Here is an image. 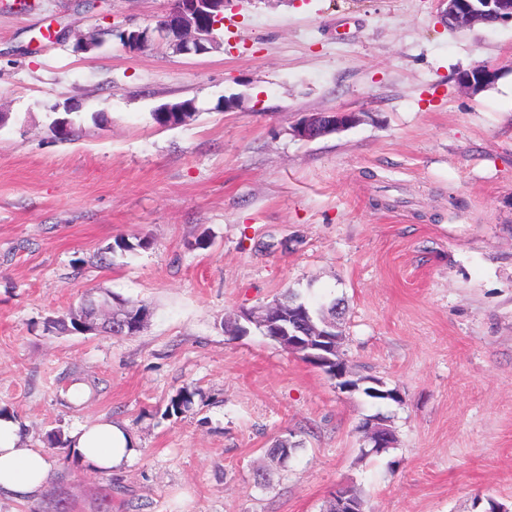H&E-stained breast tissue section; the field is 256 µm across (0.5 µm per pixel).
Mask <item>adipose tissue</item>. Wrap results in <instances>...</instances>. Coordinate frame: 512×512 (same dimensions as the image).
I'll list each match as a JSON object with an SVG mask.
<instances>
[{
	"mask_svg": "<svg viewBox=\"0 0 512 512\" xmlns=\"http://www.w3.org/2000/svg\"><path fill=\"white\" fill-rule=\"evenodd\" d=\"M68 440L81 461L109 473L122 469L136 453L133 437L109 420L78 427ZM48 476L45 454L23 444L11 416H0V496L29 498L40 492Z\"/></svg>",
	"mask_w": 512,
	"mask_h": 512,
	"instance_id": "1",
	"label": "adipose tissue"
}]
</instances>
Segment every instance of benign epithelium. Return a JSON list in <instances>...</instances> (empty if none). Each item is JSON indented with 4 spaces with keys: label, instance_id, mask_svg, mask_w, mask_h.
Wrapping results in <instances>:
<instances>
[{
    "label": "benign epithelium",
    "instance_id": "obj_1",
    "mask_svg": "<svg viewBox=\"0 0 512 512\" xmlns=\"http://www.w3.org/2000/svg\"><path fill=\"white\" fill-rule=\"evenodd\" d=\"M226 0H175L174 7L161 18L154 29L144 28L124 32L127 48L131 51L144 49L152 34L169 41L179 54H201L215 43L214 30L224 17ZM441 19L452 29H470L491 21L507 23L512 21V0H437ZM498 77L497 71L484 65H476L462 72L459 85L472 92L481 91L492 85ZM158 112L169 117V121L183 123L196 112L191 101L165 104ZM361 122V114L354 111L317 112L306 115L295 126V133L303 140H315L329 133L347 130ZM279 311L278 306H267L246 315L250 322L266 327ZM342 340L341 322L330 325L328 330H318L308 325L297 326L291 336L294 350L306 351V357L332 361L340 356ZM367 439L372 451L382 453L394 447L390 430L369 421Z\"/></svg>",
    "mask_w": 512,
    "mask_h": 512
}]
</instances>
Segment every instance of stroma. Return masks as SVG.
<instances>
[{
  "mask_svg": "<svg viewBox=\"0 0 512 512\" xmlns=\"http://www.w3.org/2000/svg\"><path fill=\"white\" fill-rule=\"evenodd\" d=\"M35 2L0 8V409L49 479L0 512H324L347 484L367 512H512V24L451 29L435 0H227L218 48L182 55L118 37L174 0ZM477 64L499 77L472 94ZM184 100L190 121L155 124ZM336 110L364 119L295 135ZM119 237L150 245L97 263ZM289 289L343 303L345 359L401 403L225 334ZM91 292L145 306L144 327L52 328ZM379 413L396 448L361 457ZM102 420L138 447L112 474L68 446ZM288 435L302 449L273 463ZM361 120V114L354 111L317 112L306 115L297 123L294 131L303 140H315L352 128ZM358 375V374H357ZM358 380H373L377 383H382L383 387H376L372 384L365 383L360 386V388H363L362 390H358L362 392L366 397H369L371 399H379V400H389L393 401L395 403H398V401L402 400L400 396V392L397 388H389L385 381H383L380 378L373 377V376H364V375H358ZM383 392H387L389 396L384 395Z\"/></svg>",
  "mask_w": 512,
  "mask_h": 512,
  "instance_id": "35a3bbf8",
  "label": "stroma"
}]
</instances>
